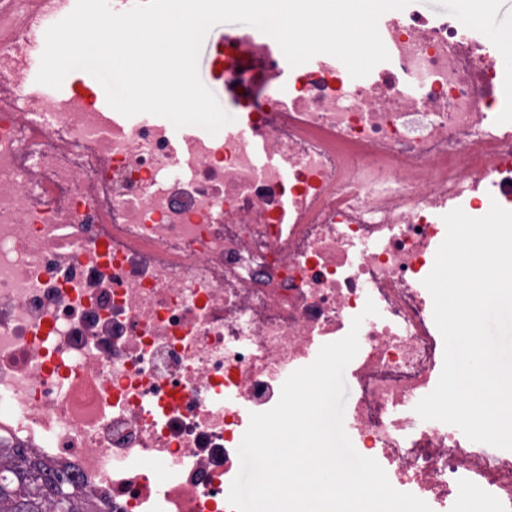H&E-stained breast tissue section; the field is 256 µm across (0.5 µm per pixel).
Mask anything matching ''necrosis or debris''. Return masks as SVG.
I'll return each instance as SVG.
<instances>
[{
  "instance_id": "1",
  "label": "necrosis or debris",
  "mask_w": 512,
  "mask_h": 512,
  "mask_svg": "<svg viewBox=\"0 0 512 512\" xmlns=\"http://www.w3.org/2000/svg\"><path fill=\"white\" fill-rule=\"evenodd\" d=\"M54 9L0 0V478L20 450L78 485V512H219L251 413L359 315L355 450L441 505L480 477L474 512H512V457L415 411L442 214L512 210L500 75L467 22L388 20L393 69L357 79L287 72L269 35L227 29L235 133L177 149L165 122L108 132L86 94L33 91Z\"/></svg>"
}]
</instances>
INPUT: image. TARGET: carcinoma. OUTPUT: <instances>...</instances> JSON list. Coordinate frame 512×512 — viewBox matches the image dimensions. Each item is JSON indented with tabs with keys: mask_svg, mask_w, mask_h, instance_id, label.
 <instances>
[{
	"mask_svg": "<svg viewBox=\"0 0 512 512\" xmlns=\"http://www.w3.org/2000/svg\"><path fill=\"white\" fill-rule=\"evenodd\" d=\"M14 479L0 482V512H42V502L49 496L65 494L63 508L71 509L76 495L70 480L21 457L12 467Z\"/></svg>",
	"mask_w": 512,
	"mask_h": 512,
	"instance_id": "carcinoma-1",
	"label": "carcinoma"
}]
</instances>
